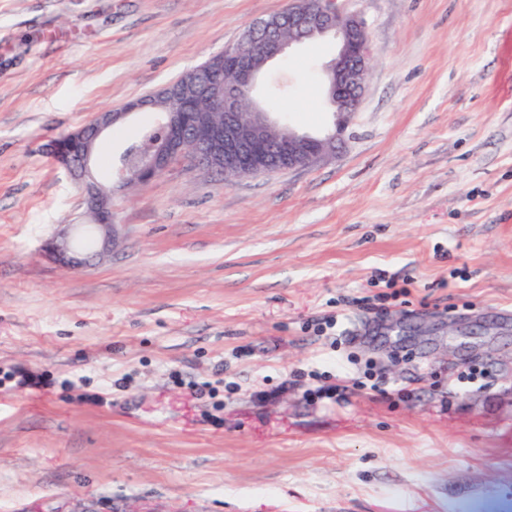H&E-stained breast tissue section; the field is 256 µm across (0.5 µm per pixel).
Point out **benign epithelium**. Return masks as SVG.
<instances>
[{
  "label": "benign epithelium",
  "instance_id": "benign-epithelium-1",
  "mask_svg": "<svg viewBox=\"0 0 512 512\" xmlns=\"http://www.w3.org/2000/svg\"><path fill=\"white\" fill-rule=\"evenodd\" d=\"M314 37L336 40V56L326 68L327 99L334 116L332 131L313 135L288 128V138L272 141L270 129L278 125L273 113L257 104L252 92L259 77L257 54L265 62L287 55L290 48ZM372 52L365 22L355 13L341 10L337 0H293L288 11L248 26L242 36L224 51L211 57V67L189 71L180 87L169 83L157 95L180 101L196 94L225 113L227 123H212L201 112H165L158 115L167 130L164 138L146 142L131 151L116 171L118 183H145L164 173L178 157L189 158L207 171L224 166V183L243 176L273 171L296 170L326 160L343 144L349 120L358 112L365 90ZM156 108L153 97L137 100L118 111L108 110L79 130L45 145L57 163L82 184L83 204L89 222L83 233L93 232V247L82 246V238L66 234L45 244V253L72 269L112 249V188L101 185L92 170L97 143L104 133L134 112Z\"/></svg>",
  "mask_w": 512,
  "mask_h": 512
}]
</instances>
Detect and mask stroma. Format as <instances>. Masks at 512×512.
<instances>
[{"instance_id":"stroma-1","label":"stroma","mask_w":512,"mask_h":512,"mask_svg":"<svg viewBox=\"0 0 512 512\" xmlns=\"http://www.w3.org/2000/svg\"><path fill=\"white\" fill-rule=\"evenodd\" d=\"M289 3L0 0V512H512V0H338L373 62L334 159L228 185L179 158L113 188L95 265L43 251L84 212L43 143ZM335 53L258 99L325 131ZM382 272L411 285L380 318Z\"/></svg>"}]
</instances>
